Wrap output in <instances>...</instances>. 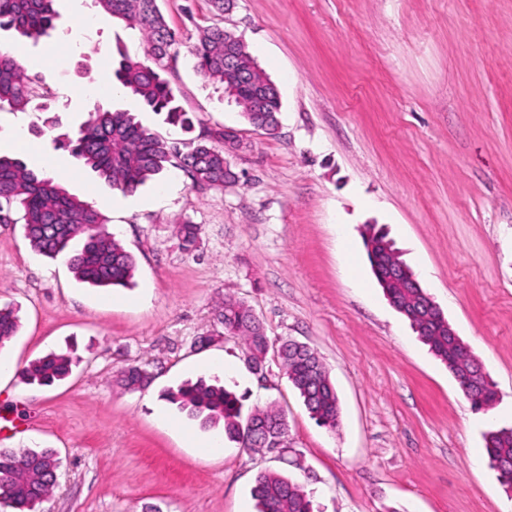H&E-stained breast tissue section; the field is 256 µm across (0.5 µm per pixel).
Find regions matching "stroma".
<instances>
[{"label": "stroma", "instance_id": "1", "mask_svg": "<svg viewBox=\"0 0 512 512\" xmlns=\"http://www.w3.org/2000/svg\"><path fill=\"white\" fill-rule=\"evenodd\" d=\"M159 7L181 35L167 77L192 132L119 95L89 99L113 52L143 54L122 20L82 29L92 0H56V30L27 49L55 71L48 81L26 70L49 91L48 112L0 109V153L101 205L137 263L132 287L95 288L66 257L35 251L22 225L0 224V306L21 321L0 348L14 365L0 375V416L20 428L0 429V448L57 451L42 512H256L265 470L304 484L321 512H512L483 441L512 426V0H236L221 16L209 0ZM213 25L241 34L278 87L275 134L195 72L190 47ZM95 104L184 143L235 129L237 181L201 190L171 166L134 193L112 189L56 143ZM187 223L199 228L190 249L177 233ZM370 224L481 362L498 394L491 409H473L385 298L364 248ZM228 295L270 340L318 353L336 387V430L310 416L276 361L266 380L250 372L243 341L217 320ZM52 352L70 353L69 377L25 384L22 371ZM131 364L152 374L149 386L118 385ZM217 375L246 408L284 411L283 456L231 441L197 448L222 427L161 394Z\"/></svg>", "mask_w": 512, "mask_h": 512}]
</instances>
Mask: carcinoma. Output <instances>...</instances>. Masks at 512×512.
<instances>
[{
	"instance_id": "1",
	"label": "carcinoma",
	"mask_w": 512,
	"mask_h": 512,
	"mask_svg": "<svg viewBox=\"0 0 512 512\" xmlns=\"http://www.w3.org/2000/svg\"><path fill=\"white\" fill-rule=\"evenodd\" d=\"M98 11L123 20L144 38V59L118 52L113 69L116 84L148 111L164 116L165 123L189 132L194 122L178 103L163 73L174 58L179 41L162 14L158 0H94ZM58 13L55 0H0V29L14 32L19 43H35L51 36ZM193 67L204 79L219 83L233 98L249 124L270 134L279 123L282 104L279 91L260 69L246 42L214 25L201 33L191 49ZM44 98L32 85L17 58L0 52V107L25 112L39 110ZM65 145L112 188L135 191L173 164L181 167L194 187L231 183L233 169L224 168L231 155L202 137L188 153L150 132L134 113L98 109L80 126L75 136L64 135ZM22 211L25 234L31 246L49 258L64 253L77 236L82 248L70 257L75 278L97 287H126L131 284L136 262L114 234L105 228L107 219L94 206L68 195L55 178L36 172L19 158L0 155V224H15L13 210ZM368 259L382 254L391 257L392 246L385 236L368 227L365 236ZM393 298L433 354L448 367L464 395L478 409L491 408L497 398L477 359L448 335V319L434 310L422 288L384 289ZM218 320L224 335L239 336L247 346V363L255 375H265L269 352L278 362L312 418L335 429L339 401L335 386L319 356L308 346L287 338L270 343L253 309L241 299L224 298ZM19 328L16 310L0 307V348ZM72 359L50 353L33 361L23 378L49 386L71 372ZM150 374L133 365L121 372L119 383L134 391L149 385ZM163 398L202 418V424L223 426L224 436L243 448L261 440L283 439L288 434L285 415L273 408L244 411L242 399L219 379L187 381L168 389ZM489 465L497 472L505 492L512 495V427L490 430L484 435ZM59 463L51 449L12 450L0 448V505L12 512H40V504L57 485ZM257 512H313L311 496L304 486L273 471H263L251 491Z\"/></svg>"
}]
</instances>
